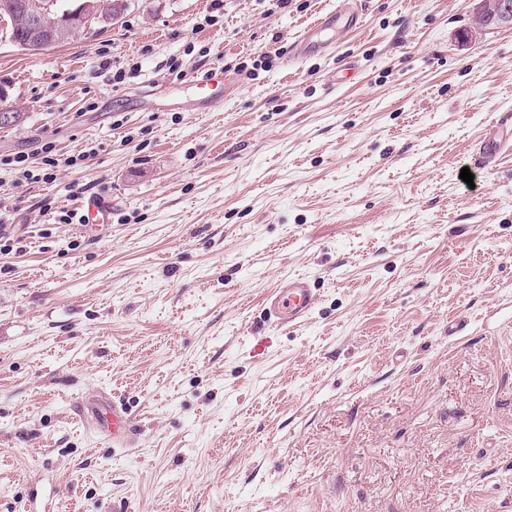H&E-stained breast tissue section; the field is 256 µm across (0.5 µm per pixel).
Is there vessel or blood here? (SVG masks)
Returning <instances> with one entry per match:
<instances>
[{
    "label": "vessel or blood",
    "instance_id": "vessel-or-blood-1",
    "mask_svg": "<svg viewBox=\"0 0 512 512\" xmlns=\"http://www.w3.org/2000/svg\"><path fill=\"white\" fill-rule=\"evenodd\" d=\"M361 25V14L350 0L344 7L332 10L315 22L319 31L356 29ZM512 151V114L500 117L491 131L479 141L476 152L484 164L497 163L504 153ZM317 293L305 277H285L272 288L264 300L265 310L277 326L293 327L303 323L312 313ZM110 418L103 430L104 437L113 445L131 447L137 436L136 424L125 403H113Z\"/></svg>",
    "mask_w": 512,
    "mask_h": 512
}]
</instances>
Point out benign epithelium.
Instances as JSON below:
<instances>
[{"label": "benign epithelium", "instance_id": "1", "mask_svg": "<svg viewBox=\"0 0 512 512\" xmlns=\"http://www.w3.org/2000/svg\"><path fill=\"white\" fill-rule=\"evenodd\" d=\"M130 0H13L0 11V42L30 54L39 48L61 45L94 23L116 21ZM512 24V0H479L472 33L492 24Z\"/></svg>", "mask_w": 512, "mask_h": 512}]
</instances>
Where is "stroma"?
<instances>
[{"instance_id": "obj_1", "label": "stroma", "mask_w": 512, "mask_h": 512, "mask_svg": "<svg viewBox=\"0 0 512 512\" xmlns=\"http://www.w3.org/2000/svg\"><path fill=\"white\" fill-rule=\"evenodd\" d=\"M340 5L132 0L0 46V512H512V154L471 151L512 112V25L366 0L294 58ZM214 69L247 80L209 108ZM89 195L110 223H62ZM294 275L318 300L278 328L262 300ZM103 394L132 448L74 412ZM361 25V13L353 3H346L344 7L332 10L314 23L315 29L311 31L358 29ZM108 412L111 417L102 431L103 437L111 438L112 446L131 447L136 440L137 428L126 404L112 401V407Z\"/></svg>"}]
</instances>
